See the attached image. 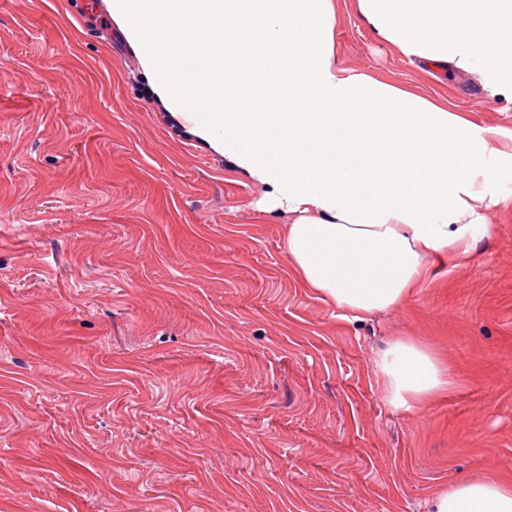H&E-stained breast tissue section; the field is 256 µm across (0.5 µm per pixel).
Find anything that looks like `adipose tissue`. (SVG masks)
Instances as JSON below:
<instances>
[{"mask_svg":"<svg viewBox=\"0 0 512 512\" xmlns=\"http://www.w3.org/2000/svg\"><path fill=\"white\" fill-rule=\"evenodd\" d=\"M378 41L512 100V0H353ZM177 130L288 217L292 272L352 318L400 306L440 256L470 251L502 199L512 130L343 65L337 0H103ZM393 408L446 395V356L414 337L375 352ZM429 512H512V480H458Z\"/></svg>","mask_w":512,"mask_h":512,"instance_id":"ef3b65f1","label":"adipose tissue"}]
</instances>
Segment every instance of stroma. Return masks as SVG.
<instances>
[{"label":"stroma","instance_id":"1","mask_svg":"<svg viewBox=\"0 0 512 512\" xmlns=\"http://www.w3.org/2000/svg\"><path fill=\"white\" fill-rule=\"evenodd\" d=\"M88 3L0 0V512H425L441 485L512 478V176L489 236L352 321ZM336 42L512 129V100L402 59L352 9ZM402 336L455 371L420 413L371 367Z\"/></svg>","mask_w":512,"mask_h":512}]
</instances>
